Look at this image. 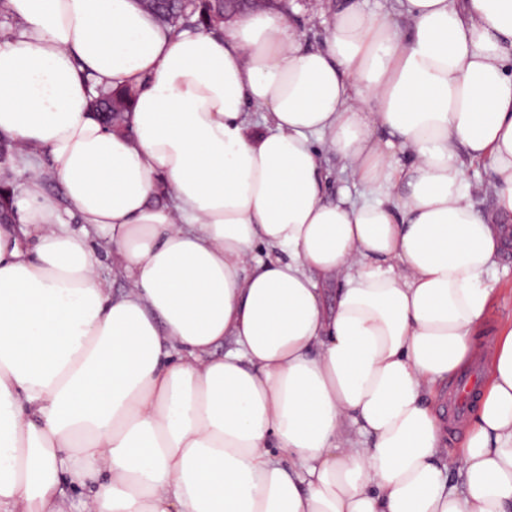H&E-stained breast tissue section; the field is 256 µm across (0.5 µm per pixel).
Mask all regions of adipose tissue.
I'll use <instances>...</instances> for the list:
<instances>
[{"label": "adipose tissue", "mask_w": 512, "mask_h": 512, "mask_svg": "<svg viewBox=\"0 0 512 512\" xmlns=\"http://www.w3.org/2000/svg\"><path fill=\"white\" fill-rule=\"evenodd\" d=\"M399 2L404 27L346 0L311 49L273 10L216 34L6 0L28 181L0 224V512H512V326L476 336L512 217V0ZM102 88L134 90L124 129ZM326 154L359 196L326 199ZM474 365L449 455L430 402ZM129 97V92L118 93L112 90H100L92 106L104 123L114 126L123 120ZM43 189L47 197L50 198L58 206L64 221L68 224H71V226L76 231H82L83 225L80 224L76 215L68 209L63 196L62 188L60 184L57 182V180L50 173H48L45 176Z\"/></svg>", "instance_id": "obj_1"}]
</instances>
